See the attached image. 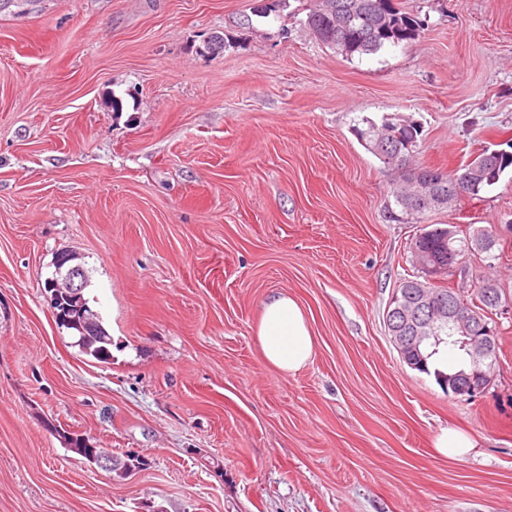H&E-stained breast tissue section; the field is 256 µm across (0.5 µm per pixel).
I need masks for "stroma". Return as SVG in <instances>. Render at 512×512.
Segmentation results:
<instances>
[{"instance_id": "stroma-1", "label": "stroma", "mask_w": 512, "mask_h": 512, "mask_svg": "<svg viewBox=\"0 0 512 512\" xmlns=\"http://www.w3.org/2000/svg\"><path fill=\"white\" fill-rule=\"evenodd\" d=\"M399 2L418 37L352 58L308 33L310 0L0 11V512H512V307L472 399L404 365L384 325L426 223L493 230L512 291V170L419 220L353 133L412 118L417 163L445 173L503 148L512 0ZM64 250L109 362L55 321ZM279 292L316 339L290 376L255 340ZM446 428L465 459L436 452ZM72 434L147 464L117 477ZM437 452L444 457L459 459L467 456L475 447L467 434L456 429H443L436 438Z\"/></svg>"}]
</instances>
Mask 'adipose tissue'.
Instances as JSON below:
<instances>
[{
	"instance_id": "1",
	"label": "adipose tissue",
	"mask_w": 512,
	"mask_h": 512,
	"mask_svg": "<svg viewBox=\"0 0 512 512\" xmlns=\"http://www.w3.org/2000/svg\"><path fill=\"white\" fill-rule=\"evenodd\" d=\"M255 337L263 360L286 375L301 371L315 352L303 307L285 293L270 295L263 302Z\"/></svg>"
}]
</instances>
